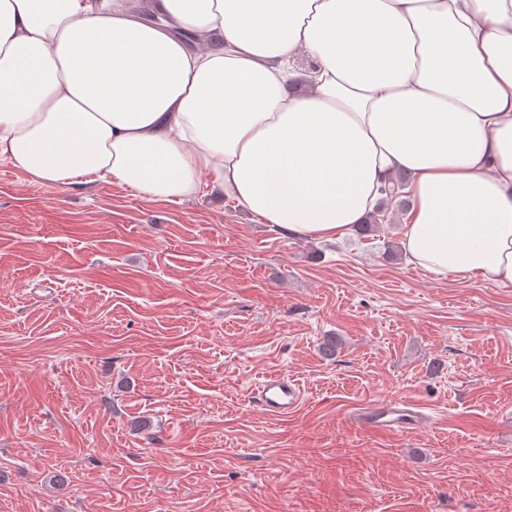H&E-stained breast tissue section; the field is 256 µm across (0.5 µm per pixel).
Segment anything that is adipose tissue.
<instances>
[{
	"label": "adipose tissue",
	"mask_w": 512,
	"mask_h": 512,
	"mask_svg": "<svg viewBox=\"0 0 512 512\" xmlns=\"http://www.w3.org/2000/svg\"><path fill=\"white\" fill-rule=\"evenodd\" d=\"M151 8L0 0V161L157 200L206 176L274 230L326 240L403 170L411 260L512 286V0Z\"/></svg>",
	"instance_id": "adipose-tissue-1"
}]
</instances>
